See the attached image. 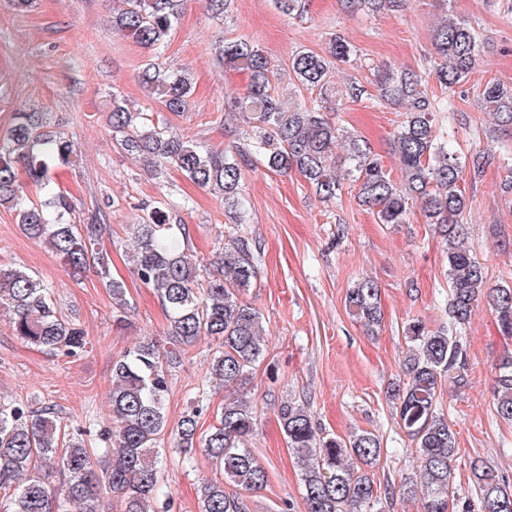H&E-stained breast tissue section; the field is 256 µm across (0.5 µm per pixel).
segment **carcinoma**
<instances>
[{
  "label": "carcinoma",
  "mask_w": 512,
  "mask_h": 512,
  "mask_svg": "<svg viewBox=\"0 0 512 512\" xmlns=\"http://www.w3.org/2000/svg\"><path fill=\"white\" fill-rule=\"evenodd\" d=\"M185 0H128L112 15V28L154 54L167 46ZM407 0H344V8L369 13L402 11ZM437 60L433 74L444 90L468 80L481 43L474 28L452 15L434 29ZM352 50L339 36L322 54L297 52L291 62L293 80L321 98L289 105L275 89L280 73L258 45L247 39L224 44V65L248 71L250 82L229 109L243 120L235 141L224 149L204 147L171 134L146 112H133L122 96L112 94L109 126L120 149L139 160L157 178L169 166L197 186L224 199V211L243 221V163L259 158L277 174L296 170L325 200L339 196L343 182L336 174L333 148L340 144L349 162L347 177L363 206L381 224H407L418 206L439 235L447 255L448 325L430 330L420 319L408 324L409 339L402 373L393 386L400 428L420 460L419 480L399 485L420 497L424 512H449L459 496L450 485L457 439L448 417L440 412L438 388L446 379L461 391L468 385L462 330L475 307L487 302L502 334L512 338V287L488 284L485 267L463 246L466 225L459 223L468 207L461 187L464 171L483 173L493 161L487 152L461 160L448 144V131L438 121L449 110L448 97L431 94L414 72L377 71L374 86L381 103L402 104L404 118L392 138L400 174L393 177L381 157L363 139L336 126L325 114L323 95L330 70L351 61ZM142 83L160 97L167 111H188L194 93L190 74L155 62L143 68ZM484 109L497 125L512 129V85L488 81L482 90ZM47 112H17L6 137L0 139V206L16 212L23 233L45 243L75 276L91 267L112 296V319L127 322L129 300L123 280L112 275L109 254L98 249L102 225L94 214L73 224L70 197L55 181L56 170L73 164L74 141L47 130ZM24 169L40 188L33 202L24 197L18 170ZM135 243L130 262L138 279L158 296L168 316L169 346L145 338L112 364V426L100 429L93 420L67 423L54 406L0 399V512H102L101 494L110 490L120 512H170L162 498L161 436L167 429L165 401L168 369L182 360L184 347L201 339L216 343L209 378L230 391L246 379L266 350L260 313L240 298L258 276L256 241L239 232L224 237L205 274L189 245L186 224L160 201L142 223L132 225ZM349 314L367 327L383 321L381 289L364 278L346 292ZM0 308L11 313L14 335L56 355L74 358L88 341L79 324L58 313L53 285L24 266H0ZM494 405L500 420L512 424V351L495 365ZM278 420L295 453L307 512H370L377 483L370 475L381 457V441L369 431L346 437L321 436L309 406L287 400ZM258 415L250 402L224 399L216 423L199 428V410L185 412L171 439L193 463L203 449L221 478L197 488L199 512H249L245 495L261 490L268 474L246 443L257 431ZM58 465L67 475L63 498L50 492L40 477L44 465ZM470 482L479 512H512V480L482 460L470 464Z\"/></svg>",
  "instance_id": "carcinoma-1"
}]
</instances>
